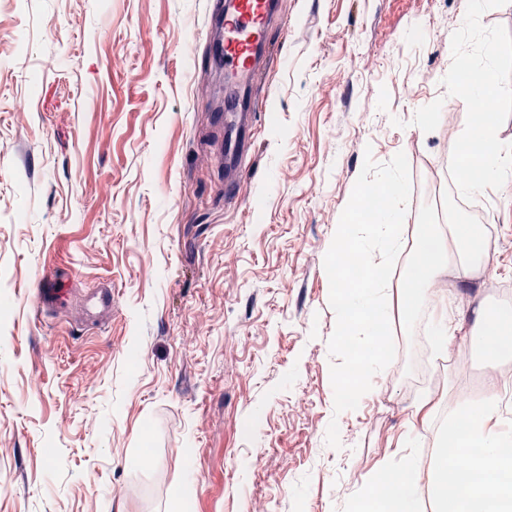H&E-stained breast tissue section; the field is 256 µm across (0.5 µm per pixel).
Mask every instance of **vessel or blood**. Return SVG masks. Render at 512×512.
I'll list each match as a JSON object with an SVG mask.
<instances>
[{
    "label": "vessel or blood",
    "mask_w": 512,
    "mask_h": 512,
    "mask_svg": "<svg viewBox=\"0 0 512 512\" xmlns=\"http://www.w3.org/2000/svg\"><path fill=\"white\" fill-rule=\"evenodd\" d=\"M274 9V0H235L230 8L225 7L223 0H216L212 11L213 19L219 20L224 28V38L218 46L224 68L253 93L261 84ZM261 106V101L253 97L248 101L247 111L234 116L235 132L226 147L225 157L227 177L233 184H240L246 173V159L251 148L250 125ZM81 311L95 321L111 316V284H101L85 294Z\"/></svg>",
    "instance_id": "1"
}]
</instances>
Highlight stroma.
Listing matches in <instances>:
<instances>
[{
  "label": "stroma",
  "mask_w": 512,
  "mask_h": 512,
  "mask_svg": "<svg viewBox=\"0 0 512 512\" xmlns=\"http://www.w3.org/2000/svg\"><path fill=\"white\" fill-rule=\"evenodd\" d=\"M466 5L278 0L232 204L212 0H0V512H347L403 433L434 457L456 405L512 372L475 335L477 309L512 307V192L475 197L483 264L393 311V362L339 414L323 261L368 153L410 168L390 295L417 225L470 221L448 186L467 107L442 83ZM43 279L61 308L37 312ZM103 282L92 329L79 298ZM446 309L441 349L419 327ZM82 313L92 319L100 320L112 315V285L102 283L81 299Z\"/></svg>",
  "instance_id": "stroma-1"
}]
</instances>
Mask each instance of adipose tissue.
<instances>
[{
	"mask_svg": "<svg viewBox=\"0 0 512 512\" xmlns=\"http://www.w3.org/2000/svg\"><path fill=\"white\" fill-rule=\"evenodd\" d=\"M419 240H437L433 249L423 250L413 272L403 278L407 292L425 295L431 276L447 269L456 260L460 269H468L481 259V229L476 225L452 224L447 233L422 224L417 229ZM478 323L486 353L493 358L512 352V316L503 312L482 311ZM499 381H491L483 399L462 402L455 418L449 422L443 443L429 471L428 491L436 504V512H512V490L499 489L496 473L512 470V425L498 428L501 416ZM467 447L480 448L478 457L460 468L457 455ZM483 472L487 480L472 487L467 485L464 471ZM422 468L419 458L406 455L402 466L380 467L369 489L350 505V512H421L418 478Z\"/></svg>",
	"mask_w": 512,
	"mask_h": 512,
	"instance_id": "ef3b65f1",
	"label": "adipose tissue"
}]
</instances>
